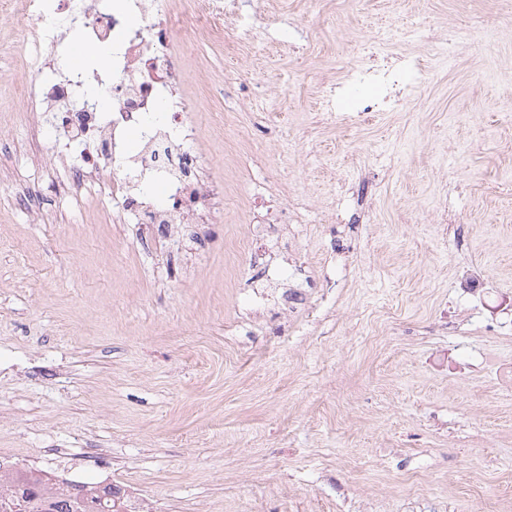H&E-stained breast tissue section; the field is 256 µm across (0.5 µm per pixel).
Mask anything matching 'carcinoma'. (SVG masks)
I'll use <instances>...</instances> for the list:
<instances>
[{"mask_svg": "<svg viewBox=\"0 0 512 512\" xmlns=\"http://www.w3.org/2000/svg\"><path fill=\"white\" fill-rule=\"evenodd\" d=\"M0 496L13 501V512H126L119 492L110 491L102 498L84 484L36 489L0 478Z\"/></svg>", "mask_w": 512, "mask_h": 512, "instance_id": "obj_1", "label": "carcinoma"}]
</instances>
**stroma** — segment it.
Returning a JSON list of instances; mask_svg holds the SVG:
<instances>
[{
  "label": "stroma",
  "mask_w": 512,
  "mask_h": 512,
  "mask_svg": "<svg viewBox=\"0 0 512 512\" xmlns=\"http://www.w3.org/2000/svg\"><path fill=\"white\" fill-rule=\"evenodd\" d=\"M19 6L0 0V452L45 468L64 451L141 512H512V395L490 383L512 334L488 330L512 324V26L468 39L505 0H246L255 38L186 31L224 221L168 240L103 223L99 186L58 203L71 176L30 148ZM373 51L419 55L427 82L363 127L320 118V87ZM341 182L373 223L246 221L292 193L330 213ZM449 199L456 242L433 222Z\"/></svg>",
  "instance_id": "35a3bbf8"
}]
</instances>
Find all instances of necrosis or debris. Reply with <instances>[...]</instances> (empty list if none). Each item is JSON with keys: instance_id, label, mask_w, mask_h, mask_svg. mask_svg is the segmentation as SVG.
I'll return each instance as SVG.
<instances>
[{"instance_id": "obj_1", "label": "necrosis or debris", "mask_w": 512, "mask_h": 512, "mask_svg": "<svg viewBox=\"0 0 512 512\" xmlns=\"http://www.w3.org/2000/svg\"><path fill=\"white\" fill-rule=\"evenodd\" d=\"M121 2L117 15L108 0H25L19 22L33 75L25 95L36 127L52 130L35 148L72 170L75 183L103 185L113 223L178 224L187 211L197 223H221L223 186L199 178L204 156L191 119L196 102L183 92L177 34L221 16L241 19L239 0H197L183 14L154 0ZM66 40L108 45L112 55L95 71L67 70L58 58ZM408 72L422 76L419 59L402 56L387 66L349 70L350 88L374 83L389 90L382 101L358 106L359 118L398 107L399 83ZM89 84L100 97H83ZM132 130L141 134L135 152L128 142Z\"/></svg>"}]
</instances>
